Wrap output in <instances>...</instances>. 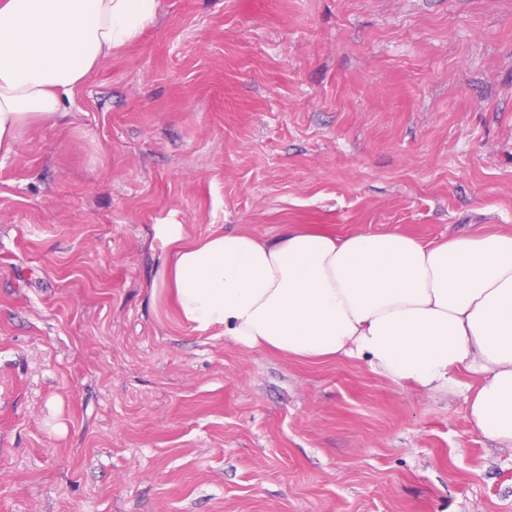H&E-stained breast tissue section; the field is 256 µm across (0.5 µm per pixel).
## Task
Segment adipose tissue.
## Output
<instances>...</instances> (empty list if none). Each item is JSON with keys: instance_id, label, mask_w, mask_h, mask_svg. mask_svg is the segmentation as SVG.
Here are the masks:
<instances>
[{"instance_id": "1", "label": "adipose tissue", "mask_w": 512, "mask_h": 512, "mask_svg": "<svg viewBox=\"0 0 512 512\" xmlns=\"http://www.w3.org/2000/svg\"><path fill=\"white\" fill-rule=\"evenodd\" d=\"M159 0H0V156L62 117L87 75L138 41ZM153 293L246 349L357 360L429 391L478 386L472 430L512 447V229L425 244L396 231L188 239L163 224Z\"/></svg>"}]
</instances>
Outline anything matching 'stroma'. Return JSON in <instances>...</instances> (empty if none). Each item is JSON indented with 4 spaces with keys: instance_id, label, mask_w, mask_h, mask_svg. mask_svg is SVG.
<instances>
[{
    "instance_id": "stroma-1",
    "label": "stroma",
    "mask_w": 512,
    "mask_h": 512,
    "mask_svg": "<svg viewBox=\"0 0 512 512\" xmlns=\"http://www.w3.org/2000/svg\"><path fill=\"white\" fill-rule=\"evenodd\" d=\"M0 159V512H512L468 391L153 298L158 227L512 228V0H160Z\"/></svg>"
}]
</instances>
